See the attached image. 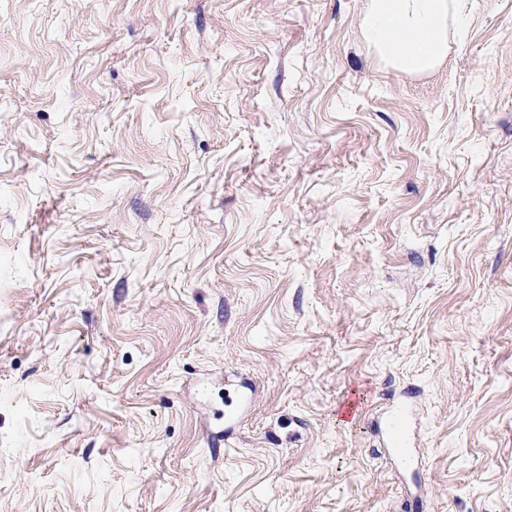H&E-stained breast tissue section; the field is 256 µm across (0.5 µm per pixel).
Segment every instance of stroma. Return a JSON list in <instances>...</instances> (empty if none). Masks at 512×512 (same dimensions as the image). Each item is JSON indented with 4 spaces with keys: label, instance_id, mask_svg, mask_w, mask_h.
Listing matches in <instances>:
<instances>
[{
    "label": "stroma",
    "instance_id": "1",
    "mask_svg": "<svg viewBox=\"0 0 512 512\" xmlns=\"http://www.w3.org/2000/svg\"><path fill=\"white\" fill-rule=\"evenodd\" d=\"M370 4L0 0V512H512V0ZM447 0H372L364 21L371 41L408 74L433 69L445 52ZM411 420V407L404 401L391 408L384 424L389 453L401 471L412 470L417 461L416 448L411 443Z\"/></svg>",
    "mask_w": 512,
    "mask_h": 512
}]
</instances>
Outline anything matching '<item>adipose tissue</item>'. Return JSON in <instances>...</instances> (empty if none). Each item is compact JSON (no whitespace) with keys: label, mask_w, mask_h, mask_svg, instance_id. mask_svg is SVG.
I'll return each instance as SVG.
<instances>
[{"label":"adipose tissue","mask_w":512,"mask_h":512,"mask_svg":"<svg viewBox=\"0 0 512 512\" xmlns=\"http://www.w3.org/2000/svg\"><path fill=\"white\" fill-rule=\"evenodd\" d=\"M448 0H372L371 41L408 74L433 69L445 52Z\"/></svg>","instance_id":"ef3b65f1"}]
</instances>
